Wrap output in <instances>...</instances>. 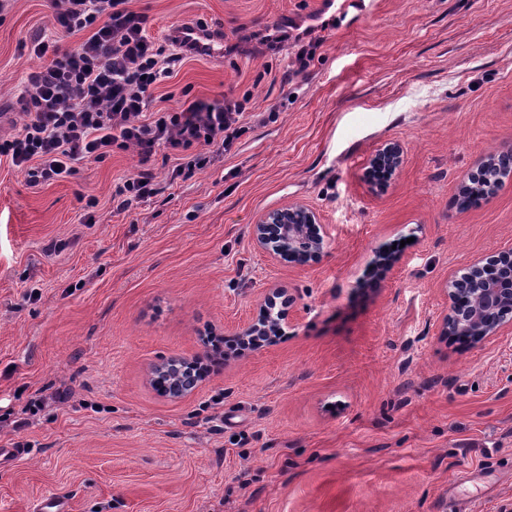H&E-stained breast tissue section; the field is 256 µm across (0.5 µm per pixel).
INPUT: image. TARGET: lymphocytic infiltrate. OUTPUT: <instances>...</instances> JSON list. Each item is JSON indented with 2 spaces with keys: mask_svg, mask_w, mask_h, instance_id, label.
Returning <instances> with one entry per match:
<instances>
[{
  "mask_svg": "<svg viewBox=\"0 0 512 512\" xmlns=\"http://www.w3.org/2000/svg\"><path fill=\"white\" fill-rule=\"evenodd\" d=\"M126 2L50 0L52 24L62 37L82 31L88 37L72 46L33 39L44 63L21 94L22 123L0 137V158L23 171L33 187L73 175L77 162L134 152L136 173L112 194L120 212L157 195L158 151L174 156L170 181L188 179L231 152L246 111L245 102L233 99L152 110L155 85L184 52L171 39L150 38L146 17Z\"/></svg>",
  "mask_w": 512,
  "mask_h": 512,
  "instance_id": "lymphocytic-infiltrate-1",
  "label": "lymphocytic infiltrate"
}]
</instances>
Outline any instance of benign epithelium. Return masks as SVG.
<instances>
[{"label": "benign epithelium", "mask_w": 512, "mask_h": 512, "mask_svg": "<svg viewBox=\"0 0 512 512\" xmlns=\"http://www.w3.org/2000/svg\"><path fill=\"white\" fill-rule=\"evenodd\" d=\"M512 160L507 148L483 159L467 175V181L484 183L496 192L501 179L496 171ZM403 161L400 145L390 143L372 157L371 173L378 179L393 178ZM253 241L258 250L271 260H289L299 265L317 262L323 252L324 231L317 213L302 204H288L260 214L253 224ZM448 311L439 325L442 335L456 336L473 346L499 334L503 327L512 326V247L499 249L479 258L455 272L446 288ZM268 309L267 326L249 324L242 333L266 336L282 332L288 324L293 298L283 288L270 289L264 298ZM160 371L167 373L173 397L192 393L198 382L191 374V363L173 358Z\"/></svg>", "instance_id": "1"}]
</instances>
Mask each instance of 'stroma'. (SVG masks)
I'll use <instances>...</instances> for the list:
<instances>
[{"label":"stroma","instance_id":"1","mask_svg":"<svg viewBox=\"0 0 512 512\" xmlns=\"http://www.w3.org/2000/svg\"><path fill=\"white\" fill-rule=\"evenodd\" d=\"M148 34L205 22L224 55L188 57L154 91L231 96L267 114L237 148L130 210L112 191L133 152L30 186L0 161V512H512V330L440 335L450 276L512 247V176L479 206L459 185L512 145V0H129ZM316 44L296 73L265 35ZM56 38L49 0L0 12V131ZM403 163L366 175L386 143ZM95 195V212L86 208ZM289 203L325 226L323 255L273 262L252 226ZM94 223H87V216ZM272 287L296 299L280 338L210 362L191 394L151 384L208 336L255 322Z\"/></svg>","mask_w":512,"mask_h":512}]
</instances>
